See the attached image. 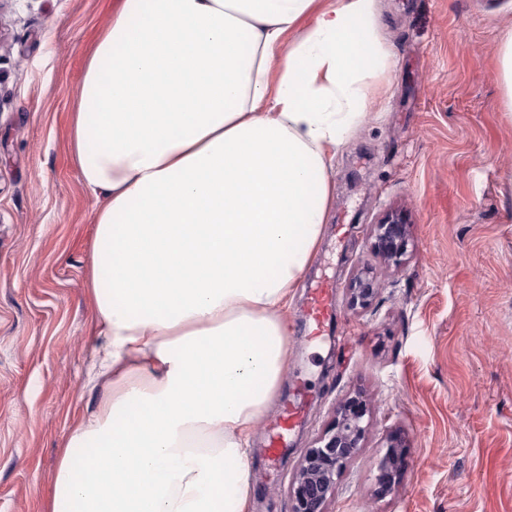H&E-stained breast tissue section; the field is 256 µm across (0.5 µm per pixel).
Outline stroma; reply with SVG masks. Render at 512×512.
I'll return each instance as SVG.
<instances>
[{"instance_id":"stroma-1","label":"stroma","mask_w":512,"mask_h":512,"mask_svg":"<svg viewBox=\"0 0 512 512\" xmlns=\"http://www.w3.org/2000/svg\"><path fill=\"white\" fill-rule=\"evenodd\" d=\"M391 52L384 110L338 151L329 219L288 312V366L251 438L250 512H288V482L336 405L360 394L370 430L330 512H512V121L496 50L512 0H378ZM108 0H0V512H45L87 383L93 311L85 256L96 208L75 167L69 118ZM404 216L400 268H382L372 224ZM371 268L372 307L348 308ZM336 286L317 341L308 291ZM301 386L302 418L276 460L271 429ZM406 443L394 488L376 496L390 433Z\"/></svg>"}]
</instances>
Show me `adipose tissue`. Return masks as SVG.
I'll list each match as a JSON object with an SVG mask.
<instances>
[{"mask_svg": "<svg viewBox=\"0 0 512 512\" xmlns=\"http://www.w3.org/2000/svg\"><path fill=\"white\" fill-rule=\"evenodd\" d=\"M374 7L112 9L69 125L97 200L85 283L101 394L69 433L47 512H248L251 431L329 216L328 154L379 105Z\"/></svg>", "mask_w": 512, "mask_h": 512, "instance_id": "adipose-tissue-1", "label": "adipose tissue"}]
</instances>
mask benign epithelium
I'll return each instance as SVG.
<instances>
[{"mask_svg":"<svg viewBox=\"0 0 512 512\" xmlns=\"http://www.w3.org/2000/svg\"><path fill=\"white\" fill-rule=\"evenodd\" d=\"M373 237L374 254L386 265L399 264L408 251L406 222L397 213H388L373 225ZM348 293L350 307L365 310L378 294L376 280L362 272L354 276ZM367 414V404L357 397L335 408L331 422L305 449L289 481V512H329L341 479L364 448L370 427ZM402 448L398 439L387 440V451L377 464L378 492L391 488L392 477L403 462Z\"/></svg>","mask_w":512,"mask_h":512,"instance_id":"obj_1","label":"benign epithelium"}]
</instances>
